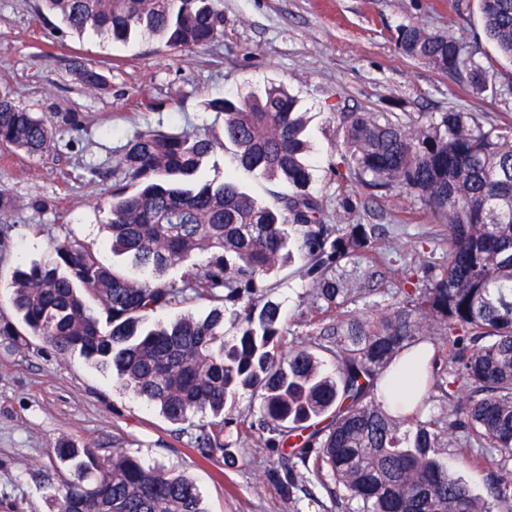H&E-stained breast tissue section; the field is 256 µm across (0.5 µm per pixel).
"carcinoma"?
I'll return each instance as SVG.
<instances>
[{"mask_svg": "<svg viewBox=\"0 0 512 512\" xmlns=\"http://www.w3.org/2000/svg\"><path fill=\"white\" fill-rule=\"evenodd\" d=\"M219 0H44L46 10L78 35L93 32L126 42L148 32L176 49L207 46L224 34ZM483 30L512 61V0H479ZM403 54L433 70L465 75L482 94L489 67L466 54L450 33L401 25ZM89 90L104 76L75 64ZM210 111L224 116V142L205 135L144 131L119 158L121 179L106 201L105 231L112 253L126 256L132 276L102 263L73 239L55 245L44 264L15 269L13 309L29 336L63 356L112 369L114 380L170 422L208 411L201 445L224 451L225 411L237 396L259 399L266 440L324 474L362 505L360 512H512V124L486 128L469 113L450 110L416 126L387 112L343 115V148L331 171L361 193L398 190L438 219L442 262L406 277L405 303L362 314L350 302L341 262L376 250L371 224L337 227L312 182L299 101L273 83L243 97H215ZM79 112L39 115L0 89V145L30 157L56 146V133H78ZM237 165L288 185L264 204L232 173L206 179L203 164L217 147ZM180 280L167 272L190 257ZM304 260L314 301L339 311L323 335L336 356L327 371L306 347L278 353L281 304L265 297L262 282L294 257ZM207 299L203 317L183 314L167 324L146 317ZM97 302L93 308L89 301ZM236 329L224 336V324ZM448 337V356L418 372L431 336ZM424 388L453 403L448 428L424 414L422 396L408 416L385 410L376 392L402 355ZM326 424L318 426V419ZM466 430L484 449L471 459L486 472L490 499L474 496L437 460L443 436ZM54 453L71 475L57 496L58 512H207L187 477L137 456L61 440Z\"/></svg>", "mask_w": 512, "mask_h": 512, "instance_id": "cac0c4a2", "label": "carcinoma"}]
</instances>
